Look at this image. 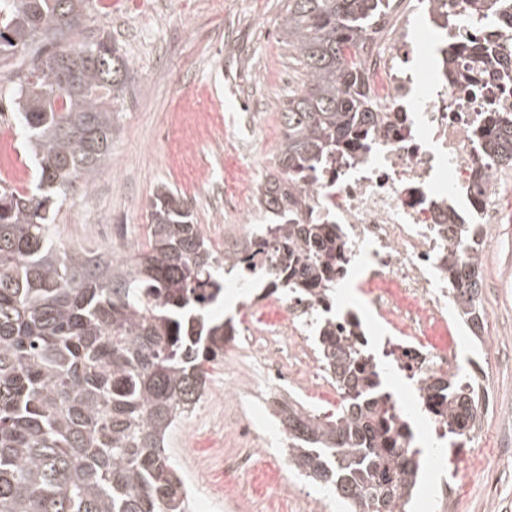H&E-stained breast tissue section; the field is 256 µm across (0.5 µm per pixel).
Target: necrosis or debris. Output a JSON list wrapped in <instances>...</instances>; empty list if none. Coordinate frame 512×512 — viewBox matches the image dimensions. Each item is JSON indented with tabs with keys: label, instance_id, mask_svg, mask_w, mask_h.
I'll use <instances>...</instances> for the list:
<instances>
[{
	"label": "necrosis or debris",
	"instance_id": "necrosis-or-debris-1",
	"mask_svg": "<svg viewBox=\"0 0 512 512\" xmlns=\"http://www.w3.org/2000/svg\"><path fill=\"white\" fill-rule=\"evenodd\" d=\"M411 0H389L388 16L358 52L361 77L372 107L385 121L358 134L345 155L316 170L298 174L307 187L306 224H333L343 242L345 263L364 271L375 326L357 323L353 311L306 294L281 291L271 269L272 247L254 244L255 214L245 207L258 180L248 171L245 184L225 194L224 207L240 212L238 241L251 246L238 261V277L228 287L249 296L250 323H227L224 358L231 380L226 399L240 398V381L261 389L269 405L293 404L307 411V393L336 390V379L310 346L317 317H330L337 335L373 345L383 338L379 359L392 370L386 393L397 423L410 444L424 427L439 444L448 442V417L428 407L426 385L447 376L457 364L448 347L429 336L463 328L451 303L453 289L445 270L452 224H508L512 206L499 182L501 169L485 153L484 131L496 113H512V80L485 73L477 84L448 75V49L487 40L494 50L512 47V31L480 28L469 17L466 0H448V21L430 15L431 26L418 30L410 21ZM244 453L224 461L230 482L247 481L271 436L286 437L281 422H244Z\"/></svg>",
	"mask_w": 512,
	"mask_h": 512
}]
</instances>
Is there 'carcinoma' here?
Returning a JSON list of instances; mask_svg holds the SVG:
<instances>
[{"mask_svg":"<svg viewBox=\"0 0 512 512\" xmlns=\"http://www.w3.org/2000/svg\"><path fill=\"white\" fill-rule=\"evenodd\" d=\"M475 17L512 27V0H468ZM383 0H288L280 34L305 83L280 112L278 172L255 189L288 287L325 294L338 245L329 224H299L306 202L293 174L375 128L356 54ZM86 0H0V64L35 164L34 188L0 187V512H191L167 450L200 404L207 366L224 357V324L206 320L226 261L207 245L183 195L157 187L146 247L120 257L57 244L55 200L95 185L112 149L130 62L109 36L79 39ZM476 39L448 65L489 56ZM112 75L108 85L104 77ZM485 147L512 165V116L493 119ZM471 252L448 251L457 313L480 326V227L458 224ZM317 353L348 392L323 418L288 407V469L336 492L354 512H393L416 484L417 451L394 425L380 374L348 336L322 327ZM429 398L463 439L480 398L450 375Z\"/></svg>","mask_w":512,"mask_h":512,"instance_id":"1","label":"carcinoma"}]
</instances>
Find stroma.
Returning <instances> with one entry per match:
<instances>
[{"label": "stroma", "mask_w": 512, "mask_h": 512, "mask_svg": "<svg viewBox=\"0 0 512 512\" xmlns=\"http://www.w3.org/2000/svg\"><path fill=\"white\" fill-rule=\"evenodd\" d=\"M287 0H89L88 33L111 35L131 62L132 83L119 107L112 150L95 187L60 204L59 243L121 254L147 242L152 194L166 184L184 194L194 221L228 237L234 218L224 211V193L242 167L262 173L276 168L283 129L279 116L289 93L301 86V68L280 36ZM9 82L0 81V145L10 151L21 179L0 173V186L21 192L35 184L32 159L8 101ZM208 114L224 129L223 146L201 136L197 120ZM206 187H198L202 176ZM482 280L490 286L481 307L479 341L459 344L465 370L486 368L483 391L500 401L489 416L488 439L479 454L463 458L471 473L460 512H512V458L500 469L496 488L478 476L485 457L496 453L502 416L512 415V223L498 225L481 251ZM220 414L189 415L172 431L168 451L190 478L193 512H210L223 499V512H349L346 504L307 480L288 476L278 445L258 457L246 489L224 476L220 454L242 444L231 421ZM287 482L285 493L274 487Z\"/></svg>", "instance_id": "obj_1"}]
</instances>
